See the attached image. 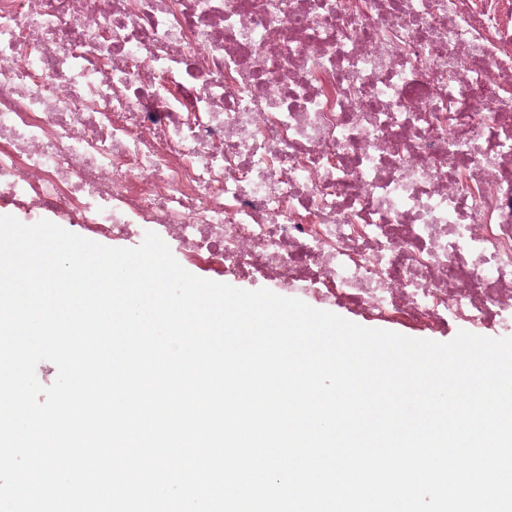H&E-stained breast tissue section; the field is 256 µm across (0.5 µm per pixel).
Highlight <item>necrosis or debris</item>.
Wrapping results in <instances>:
<instances>
[{
	"label": "necrosis or debris",
	"mask_w": 512,
	"mask_h": 512,
	"mask_svg": "<svg viewBox=\"0 0 512 512\" xmlns=\"http://www.w3.org/2000/svg\"><path fill=\"white\" fill-rule=\"evenodd\" d=\"M0 199L511 329L512 0H0Z\"/></svg>",
	"instance_id": "obj_1"
}]
</instances>
